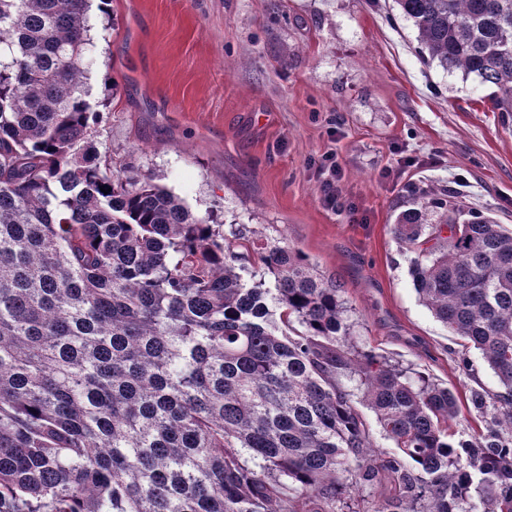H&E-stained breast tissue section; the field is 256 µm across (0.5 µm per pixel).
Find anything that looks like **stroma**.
<instances>
[{"instance_id":"1","label":"stroma","mask_w":512,"mask_h":512,"mask_svg":"<svg viewBox=\"0 0 512 512\" xmlns=\"http://www.w3.org/2000/svg\"><path fill=\"white\" fill-rule=\"evenodd\" d=\"M393 0H92L93 128L198 216L306 254L342 283L349 344L448 385L469 438L472 390L502 386L420 300L393 225L408 184L470 185L463 204L512 227V124L490 89L417 52ZM335 153V209L313 166Z\"/></svg>"}]
</instances>
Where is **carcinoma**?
<instances>
[{
  "label": "carcinoma",
  "instance_id": "obj_1",
  "mask_svg": "<svg viewBox=\"0 0 512 512\" xmlns=\"http://www.w3.org/2000/svg\"><path fill=\"white\" fill-rule=\"evenodd\" d=\"M394 2L424 62L512 114V0ZM88 9L0 0V512H336L385 479L362 512H472L473 486L512 512V231L416 183L394 224L423 303L504 388L473 392L485 431L456 440L455 394L345 344L344 289L300 251L112 172Z\"/></svg>",
  "mask_w": 512,
  "mask_h": 512
}]
</instances>
